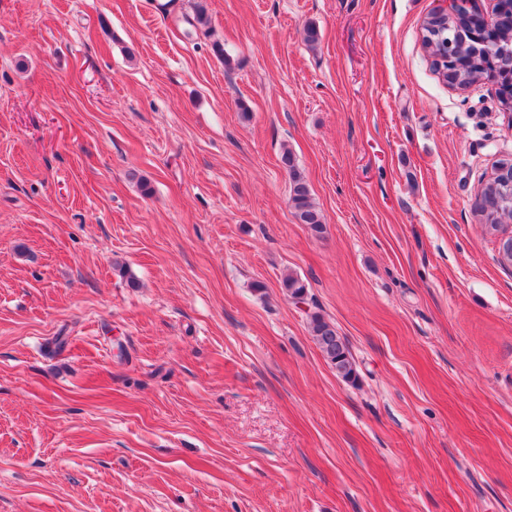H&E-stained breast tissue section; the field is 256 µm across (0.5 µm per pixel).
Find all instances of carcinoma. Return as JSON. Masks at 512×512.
Returning a JSON list of instances; mask_svg holds the SVG:
<instances>
[{
    "instance_id": "obj_1",
    "label": "carcinoma",
    "mask_w": 512,
    "mask_h": 512,
    "mask_svg": "<svg viewBox=\"0 0 512 512\" xmlns=\"http://www.w3.org/2000/svg\"><path fill=\"white\" fill-rule=\"evenodd\" d=\"M470 18L457 14L447 18H428L424 25L423 43L431 48L434 57L442 55L464 61L461 69L454 72L457 86L468 88L485 77L495 80L508 74L512 68V13L505 12L498 32L499 45L492 53L485 52L470 36ZM291 180L290 201L295 218L318 232L322 229L319 211L311 201L310 189L305 177L296 169L290 154L282 155ZM480 207L486 220L502 224L512 220V180L500 178L490 193L483 195ZM283 288L292 299L301 298L307 292V284L294 274L283 279ZM309 327L314 342L322 355L336 371V376L345 382H355L356 364L345 339L338 334L335 325L323 315H309Z\"/></svg>"
}]
</instances>
